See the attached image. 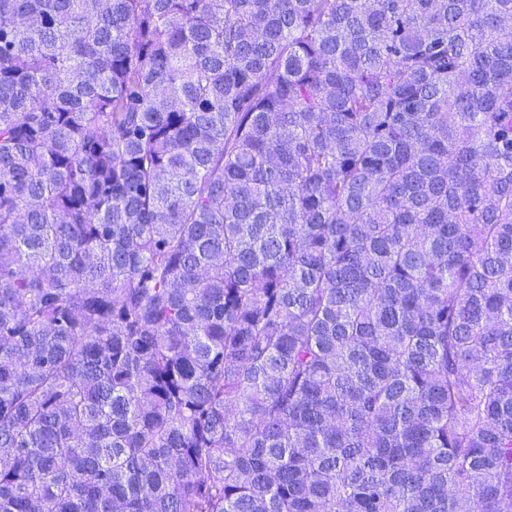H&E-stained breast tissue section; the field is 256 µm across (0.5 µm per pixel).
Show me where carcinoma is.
<instances>
[{
  "instance_id": "1",
  "label": "carcinoma",
  "mask_w": 512,
  "mask_h": 512,
  "mask_svg": "<svg viewBox=\"0 0 512 512\" xmlns=\"http://www.w3.org/2000/svg\"><path fill=\"white\" fill-rule=\"evenodd\" d=\"M0 512H512V0H0Z\"/></svg>"
}]
</instances>
